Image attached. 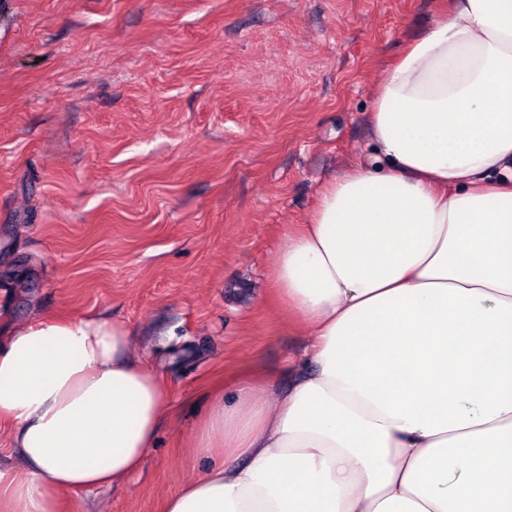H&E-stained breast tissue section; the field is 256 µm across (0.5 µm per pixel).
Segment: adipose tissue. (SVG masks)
Returning a JSON list of instances; mask_svg holds the SVG:
<instances>
[{
	"instance_id": "obj_1",
	"label": "adipose tissue",
	"mask_w": 512,
	"mask_h": 512,
	"mask_svg": "<svg viewBox=\"0 0 512 512\" xmlns=\"http://www.w3.org/2000/svg\"><path fill=\"white\" fill-rule=\"evenodd\" d=\"M372 164L321 191L273 279L307 323L287 390L210 396L164 512H512V0H450L389 68ZM110 319L0 337V512L138 472L167 412ZM11 436L7 431H0V465L16 469L19 477H25L27 469L19 458L16 448H12Z\"/></svg>"
}]
</instances>
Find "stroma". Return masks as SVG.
Masks as SVG:
<instances>
[{"mask_svg": "<svg viewBox=\"0 0 512 512\" xmlns=\"http://www.w3.org/2000/svg\"><path fill=\"white\" fill-rule=\"evenodd\" d=\"M448 0H0V328L112 317L166 389L141 471L60 512H162L218 383L287 388L272 280L371 153L388 68Z\"/></svg>", "mask_w": 512, "mask_h": 512, "instance_id": "stroma-1", "label": "stroma"}]
</instances>
